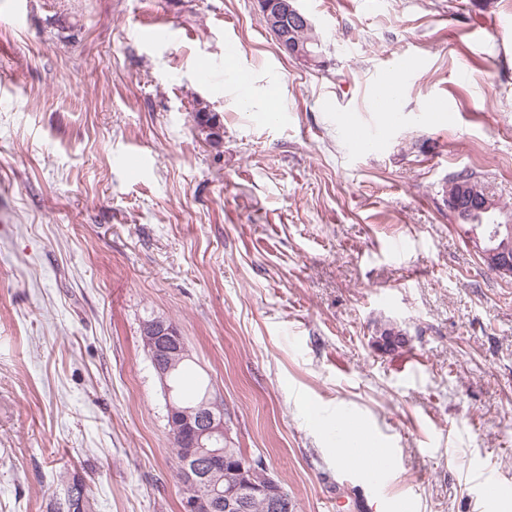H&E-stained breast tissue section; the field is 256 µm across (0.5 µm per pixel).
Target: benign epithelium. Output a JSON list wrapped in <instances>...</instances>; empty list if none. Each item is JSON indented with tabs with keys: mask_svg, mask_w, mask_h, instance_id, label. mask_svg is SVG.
<instances>
[{
	"mask_svg": "<svg viewBox=\"0 0 512 512\" xmlns=\"http://www.w3.org/2000/svg\"><path fill=\"white\" fill-rule=\"evenodd\" d=\"M261 17L265 27L274 35L282 50L299 62L310 61L309 55L293 46V30L312 24L296 6V0H261ZM495 208L493 200L481 196L463 185L448 202V209L468 221L471 215L487 213ZM479 253L487 266L495 272L512 275V224L499 225L491 233V241H483ZM142 332L150 341L149 355L152 367L164 392H169L168 377L173 356L183 355L187 346L177 327L163 319L144 322ZM168 427L185 448L181 462L182 512H200L204 499H209L214 512L235 509L257 488L248 475L254 463L246 462L235 467L229 489L223 491L210 480L211 473L224 462V449L231 437L224 424V408L220 400L204 398L198 405L181 408L168 404Z\"/></svg>",
	"mask_w": 512,
	"mask_h": 512,
	"instance_id": "7a95c632",
	"label": "benign epithelium"
}]
</instances>
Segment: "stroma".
Listing matches in <instances>:
<instances>
[{
    "instance_id": "stroma-1",
    "label": "stroma",
    "mask_w": 512,
    "mask_h": 512,
    "mask_svg": "<svg viewBox=\"0 0 512 512\" xmlns=\"http://www.w3.org/2000/svg\"><path fill=\"white\" fill-rule=\"evenodd\" d=\"M297 6L321 67L256 0H0V512H52L75 477L93 512H181L154 317L190 350L184 388L211 381L297 512H500L487 476L512 501V277L441 196L473 171L512 221V0ZM228 38L278 82L276 117L220 69L200 80ZM404 56L391 122L375 78ZM385 321L406 347L372 346ZM350 420L391 450L384 479L337 465ZM296 0H263L261 17L265 27L274 35L282 50L299 62H310V57L289 40L293 29L313 28L310 20L295 4ZM194 122L200 135L205 136V140L218 145L224 131V124L221 115L211 111L207 106L197 108L194 113Z\"/></svg>"
}]
</instances>
